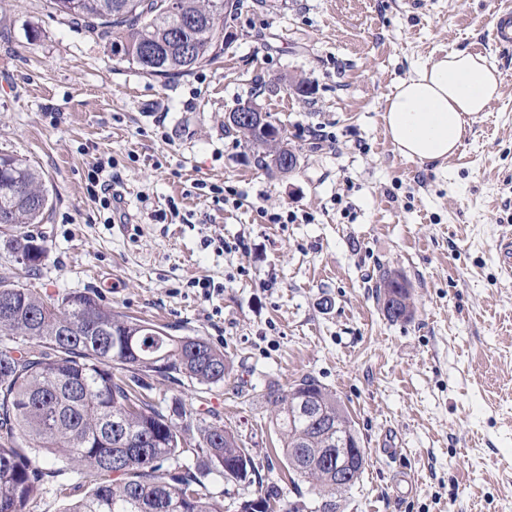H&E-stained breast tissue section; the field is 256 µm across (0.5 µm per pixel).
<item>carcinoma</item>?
I'll return each mask as SVG.
<instances>
[{"label":"carcinoma","mask_w":512,"mask_h":512,"mask_svg":"<svg viewBox=\"0 0 512 512\" xmlns=\"http://www.w3.org/2000/svg\"><path fill=\"white\" fill-rule=\"evenodd\" d=\"M50 8L84 23L88 32L121 46L125 60L151 76L185 75L213 62L232 40L228 18L241 0H49ZM195 55L188 59L172 43L184 20ZM263 124L224 126L239 134L270 172L288 174L273 156L288 148ZM40 173L15 155H0V224H40L48 210ZM15 261L28 275L46 256L31 235L14 241ZM376 299L394 322L413 314L410 285L384 271ZM232 374L224 351L194 336H172L146 320L103 304L90 292L53 296L31 284L0 276V512H30L58 481L75 473L91 485L63 512H275L279 491L268 486L254 498L230 487L251 486L259 467L251 449L210 410L150 400L143 377L185 378L204 390ZM283 442L288 468L307 493L288 512H336V498L360 480L366 449L336 394L306 375L288 389L262 394ZM349 441L350 465L336 480V436ZM318 448L329 450L311 460ZM221 480L224 493L205 491L204 480ZM262 505L257 511L254 503Z\"/></svg>","instance_id":"cac0c4a2"}]
</instances>
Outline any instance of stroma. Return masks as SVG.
I'll list each match as a JSON object with an SVG mask.
<instances>
[{
  "instance_id": "obj_1",
  "label": "stroma",
  "mask_w": 512,
  "mask_h": 512,
  "mask_svg": "<svg viewBox=\"0 0 512 512\" xmlns=\"http://www.w3.org/2000/svg\"><path fill=\"white\" fill-rule=\"evenodd\" d=\"M219 59L171 78L47 0H0V153L29 160L51 207L27 227L46 249L32 283L104 304L224 350L232 383L199 394L152 380L154 401L204 402L242 435L282 503L297 498L261 391L304 375L334 391L369 456L337 512H503L512 506V278L496 247L512 231V52L485 0H243ZM451 50L502 77L442 163L398 153L382 116L398 84ZM309 79L313 92L292 84ZM254 101L298 157L269 174L224 115ZM322 139H314V132ZM102 173L123 198L105 223L86 193ZM224 182L215 203L196 182ZM180 201L181 224L153 211ZM284 213L271 224L267 213ZM415 313L378 306L381 270ZM212 280L209 288L201 280ZM400 453H380L386 437ZM414 471L418 484L398 482ZM376 299L380 308L384 311V316L389 321H398L408 319L413 314V304L411 302L410 285L405 279L397 274L383 271L379 276V282L376 284ZM398 297V299H395ZM394 304L388 308L387 303ZM396 304V306H395Z\"/></svg>"
}]
</instances>
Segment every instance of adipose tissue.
I'll return each instance as SVG.
<instances>
[{
    "label": "adipose tissue",
    "mask_w": 512,
    "mask_h": 512,
    "mask_svg": "<svg viewBox=\"0 0 512 512\" xmlns=\"http://www.w3.org/2000/svg\"><path fill=\"white\" fill-rule=\"evenodd\" d=\"M499 93V74L485 57L451 50L399 84L384 114L386 130L402 155L442 162L457 153L468 123Z\"/></svg>",
    "instance_id": "ef3b65f1"
}]
</instances>
